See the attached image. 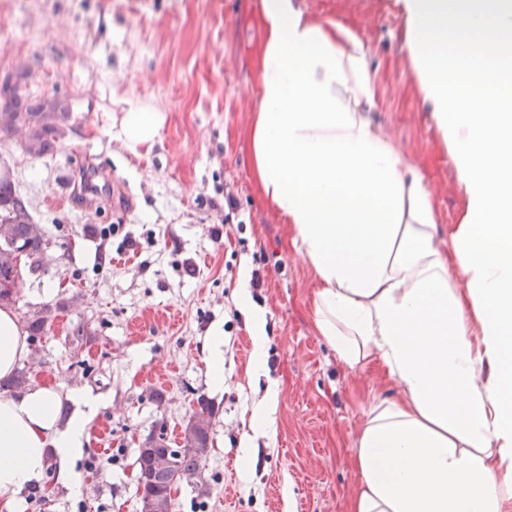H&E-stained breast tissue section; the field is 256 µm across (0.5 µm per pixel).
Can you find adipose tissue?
<instances>
[{
    "label": "adipose tissue",
    "mask_w": 512,
    "mask_h": 512,
    "mask_svg": "<svg viewBox=\"0 0 512 512\" xmlns=\"http://www.w3.org/2000/svg\"><path fill=\"white\" fill-rule=\"evenodd\" d=\"M399 4L414 78L466 203L449 254L433 243L422 178L359 109L376 95L362 40L312 21L297 0H261L255 176L314 269L321 336L347 364L379 356L404 393L358 439L354 512H512V0ZM162 122L128 112L120 135L149 144ZM26 352L14 314L0 309V378ZM74 401L82 409L64 423L50 388L0 398V512H23L21 493L49 458L74 484L95 407Z\"/></svg>",
    "instance_id": "1"
}]
</instances>
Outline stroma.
I'll list each match as a JSON object with an SVG mask.
<instances>
[{
  "mask_svg": "<svg viewBox=\"0 0 512 512\" xmlns=\"http://www.w3.org/2000/svg\"><path fill=\"white\" fill-rule=\"evenodd\" d=\"M299 3L363 41L377 96L361 109L422 177L434 242L447 248L465 206L397 0ZM261 29L260 0H0V76L27 67L34 96L70 108L47 155L0 141V168L50 240L9 304L21 322L52 313L22 366L29 386L64 396L62 417L71 396L97 401L77 487L49 463L24 512H139V444L159 427L180 443L203 401L215 414L209 493L181 485L172 512H352L362 429L404 395L382 359L349 365L320 336L314 271L259 191ZM139 108L164 121L152 146L134 149L118 131ZM244 295L264 316L259 370ZM95 458L106 474L89 470Z\"/></svg>",
  "mask_w": 512,
  "mask_h": 512,
  "instance_id": "1",
  "label": "stroma"
}]
</instances>
